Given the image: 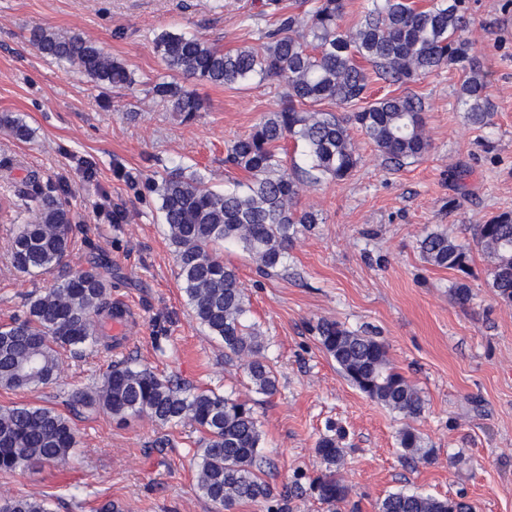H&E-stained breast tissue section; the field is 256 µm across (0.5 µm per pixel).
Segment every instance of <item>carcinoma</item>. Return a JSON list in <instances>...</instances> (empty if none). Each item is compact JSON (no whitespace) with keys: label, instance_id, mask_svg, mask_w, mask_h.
Instances as JSON below:
<instances>
[{"label":"carcinoma","instance_id":"1","mask_svg":"<svg viewBox=\"0 0 512 512\" xmlns=\"http://www.w3.org/2000/svg\"><path fill=\"white\" fill-rule=\"evenodd\" d=\"M300 4L309 5L301 16L285 10L281 0H264V12L277 16V25L262 33L257 47L225 51L199 36L167 31L155 39L167 76L151 93L182 122L204 110V101L184 78L219 86L270 80L285 91L278 109L228 146V162L247 175L246 181L214 190L200 174L176 166L149 184L168 227L179 286L196 320L241 361L252 387L265 395L276 391V377L263 354V336L248 320L246 288L236 269L224 264V245L240 247L261 274L285 268L298 236L321 223L316 210L299 207L302 193L325 179L346 180L359 163L352 126L395 168L429 151L421 99L404 94L369 102L374 77L404 86L453 67L462 74L457 103L467 121L484 128L492 125L494 114L486 75L465 36L467 0H429L421 7L415 0H362L358 23L348 29L342 26L346 0ZM29 41L41 56L77 67L96 83L135 84L122 62L79 33L36 24ZM326 101L347 113L316 108ZM362 101L366 106L356 107ZM0 128L19 141L33 135L21 118L7 113L0 116ZM288 142L301 148L300 161L289 169L281 157ZM14 196V201L4 199V219L12 223V266L41 275L66 268L75 227L68 201L35 175ZM475 240L488 259L489 287L512 303V213L476 225ZM418 248L432 266L462 274L469 269V247L444 231L427 233ZM115 315L112 266L105 258L60 276L44 293L29 296L22 314L0 325V389L28 390L57 381L65 371L63 355L102 347ZM315 331L341 374L369 398L408 421L423 414L421 391L392 365L383 342L337 321L321 320ZM66 407H99L119 422L135 417L162 426L188 422L200 433L195 457L203 497L224 505L226 512L260 500L270 503L268 512H285L262 478L266 461L259 421L237 398L190 388L123 361L110 367L99 389L68 394ZM77 444L71 418L54 407L0 406V473L63 463ZM398 444L410 458L432 457L433 449L408 423L398 432ZM315 453L325 473L310 489L326 504L344 502L349 489L336 475L344 462L341 435L320 437ZM471 510L462 500L405 491L391 492L378 503V512ZM0 512L50 509L43 499L15 496L0 499Z\"/></svg>","mask_w":512,"mask_h":512}]
</instances>
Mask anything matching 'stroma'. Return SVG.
I'll use <instances>...</instances> for the list:
<instances>
[{
    "label": "stroma",
    "instance_id": "obj_1",
    "mask_svg": "<svg viewBox=\"0 0 512 512\" xmlns=\"http://www.w3.org/2000/svg\"><path fill=\"white\" fill-rule=\"evenodd\" d=\"M469 5L467 35L495 106L491 126L473 127L460 110L455 69L405 88L373 81L371 98H422L429 152L393 170L352 131L361 161L347 180L301 197L324 221L299 235L285 269L261 276L247 253L224 247L277 376L268 396L251 388L239 359L197 322L146 184L177 165L218 189L243 179L225 162L227 145L283 96L274 82L193 80L206 109L179 121L150 94L163 72L156 36L188 32L227 50L250 47L275 16L262 14L260 0H0V114L20 117L33 131L22 142L0 129V195L32 174L66 185L76 224L73 263L106 255L120 276L112 297L137 319L123 346L68 358L64 375L36 391L0 390V405L65 410L68 393L94 388L112 362L132 358L251 405L263 432L266 480L278 492L304 488L289 497L287 512H377L380 499L399 490L461 496L474 512H512V303L488 286L487 261L472 246L474 225L512 212V0ZM37 23L83 33L121 60L135 85L114 89L43 58L27 40ZM434 229L471 245L467 277L422 260L417 243ZM9 239L0 223V324L21 313L28 294L50 286L13 268ZM462 278L471 288L463 304L452 296ZM321 319L375 336L421 390L425 411L414 426L434 450L429 462L405 457L403 419L341 375L314 331ZM71 419L79 444L67 464L0 473V495L41 498L51 512H97L108 501L121 512H224L196 490L199 434L190 424L162 427L145 417L120 424L102 411ZM332 429L344 434L338 475L349 488L336 511L307 490L322 470L316 444ZM162 437L169 447L157 446Z\"/></svg>",
    "mask_w": 512,
    "mask_h": 512
}]
</instances>
